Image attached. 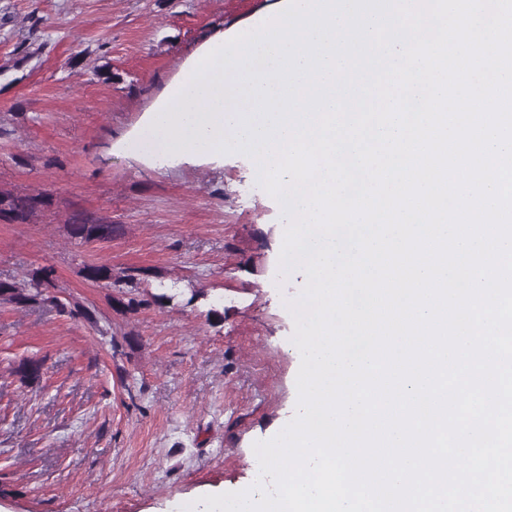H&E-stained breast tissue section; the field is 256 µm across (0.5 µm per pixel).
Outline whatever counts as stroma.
Wrapping results in <instances>:
<instances>
[{
	"label": "stroma",
	"instance_id": "1",
	"mask_svg": "<svg viewBox=\"0 0 512 512\" xmlns=\"http://www.w3.org/2000/svg\"><path fill=\"white\" fill-rule=\"evenodd\" d=\"M281 0H0V190L46 193L0 221V280L49 267L57 301L0 303V512H178L249 488L255 442L296 414L301 355L281 278L280 204L249 159L220 169L115 150L213 32ZM109 217L74 244L68 217ZM148 269L108 290L83 268ZM207 299L160 308L158 289ZM88 308L91 320L62 312ZM42 360L38 380L20 365Z\"/></svg>",
	"mask_w": 512,
	"mask_h": 512
}]
</instances>
